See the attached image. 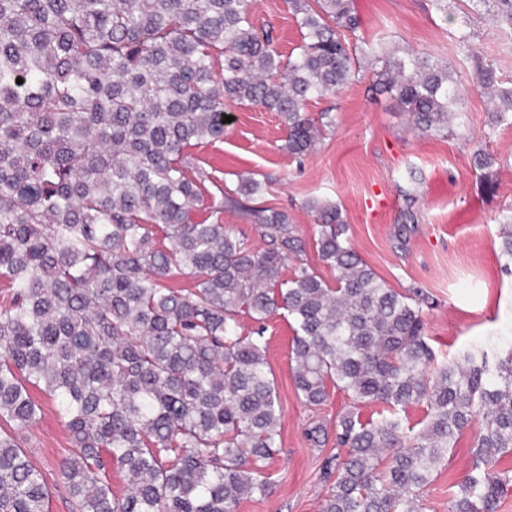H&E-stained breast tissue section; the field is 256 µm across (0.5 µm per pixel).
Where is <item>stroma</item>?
I'll use <instances>...</instances> for the list:
<instances>
[{
	"label": "stroma",
	"instance_id": "1",
	"mask_svg": "<svg viewBox=\"0 0 512 512\" xmlns=\"http://www.w3.org/2000/svg\"><path fill=\"white\" fill-rule=\"evenodd\" d=\"M354 0L358 35L373 51L400 48L429 53L455 71L465 90L459 118L467 136L420 135L389 94L374 90L369 58L336 96L310 101L311 116L330 113L313 151L297 157L285 149L277 113L229 104L224 138L196 145L193 154L224 190L251 177L265 186L254 207L286 211L306 243L305 260L327 282L336 273L317 258V198L339 206L347 237L375 273L394 290L418 292L424 331L434 349L453 354L469 342L512 330V277L502 272L498 227L512 217V125H491V100L475 79L478 60L492 61L500 80L512 81V28L494 26L469 0ZM254 15L269 25L273 45L289 53L301 34L289 0H255ZM493 155L492 179L481 178L472 157ZM293 322L276 315L265 324L266 358L283 407L280 447L266 474L270 496L245 499L240 512H320L328 490L321 465L331 451L305 435L311 413L297 398L290 370ZM40 419L31 426L2 424L45 475L48 512H77L58 480L71 445L55 401L35 392ZM466 430L427 489L425 512H448V489L472 470Z\"/></svg>",
	"mask_w": 512,
	"mask_h": 512
}]
</instances>
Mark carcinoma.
Returning a JSON list of instances; mask_svg holds the SVG:
<instances>
[{
	"instance_id": "carcinoma-1",
	"label": "carcinoma",
	"mask_w": 512,
	"mask_h": 512,
	"mask_svg": "<svg viewBox=\"0 0 512 512\" xmlns=\"http://www.w3.org/2000/svg\"><path fill=\"white\" fill-rule=\"evenodd\" d=\"M252 2L0 0V419L36 423L32 387L56 400L72 443L58 477L79 512H239L271 490L282 406L262 335L282 310L298 398L317 408L340 390L379 407L375 421L355 407L336 419L320 512H424L434 472L474 426L472 474L448 512H496L512 491V467L496 468L512 454V337L440 360L416 300L359 257L338 206L305 204L331 286L306 263L282 277L305 251L285 212L245 211L266 240L256 252L221 219L234 195L204 191L190 149L224 137L226 103L278 113L284 148L305 154L332 124L306 104L336 96L363 52L353 0H292L301 43L286 56ZM471 2L512 28V0ZM373 60L376 89L414 131L452 132L464 93L448 64ZM476 75L491 125H512V82L490 61ZM473 164L491 179V154ZM262 191L249 177L235 195ZM200 209L215 220L195 221ZM500 239L512 274V217ZM175 275L193 287H170ZM411 404L426 406L417 431ZM48 500L43 473L1 433L0 512H48Z\"/></svg>"
}]
</instances>
